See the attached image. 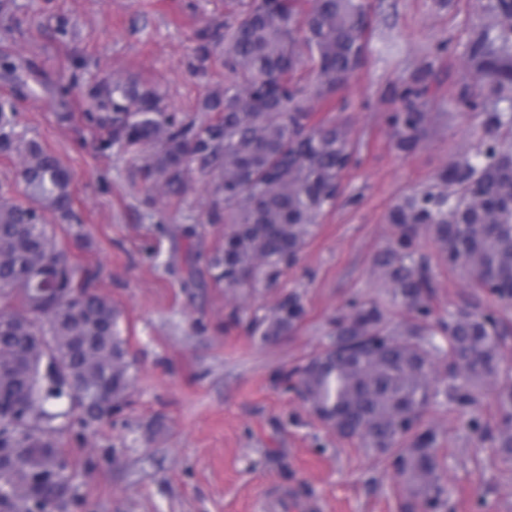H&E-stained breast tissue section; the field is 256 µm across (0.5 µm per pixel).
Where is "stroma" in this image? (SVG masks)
Listing matches in <instances>:
<instances>
[{
  "label": "stroma",
  "instance_id": "35a3bbf8",
  "mask_svg": "<svg viewBox=\"0 0 512 512\" xmlns=\"http://www.w3.org/2000/svg\"><path fill=\"white\" fill-rule=\"evenodd\" d=\"M489 2L368 0L361 68L314 105L318 118L349 131L352 162L335 206L275 281L227 288L204 269V287L187 289L171 271L184 250L179 228L195 225L206 256L224 241V223L209 220L210 177L191 172L185 194L169 198L142 181V157L101 150L107 134L86 115L91 93L121 78L155 86L167 111L198 116L224 84L222 46L199 60L198 35H222L241 0H0V61L16 67L0 69V100L72 171L79 224L45 221L73 265L97 272L133 361L121 411L84 440L60 439L77 473L72 512H266L276 495L314 501L318 512H421L393 459L323 425L291 373L329 344L351 300L381 303L393 323L412 321L375 262L393 238L391 209L439 191L450 161L481 143L485 115L461 99L479 92L468 52ZM426 60L430 120L404 155L388 117L395 90ZM416 249L428 261L436 315L491 309L512 328V302L440 261L427 232ZM288 295L301 298L304 319L263 342L251 326ZM479 414L488 432L463 426V412L442 396L424 416L441 448V512H512V461L492 451L494 394Z\"/></svg>",
  "mask_w": 512,
  "mask_h": 512
}]
</instances>
